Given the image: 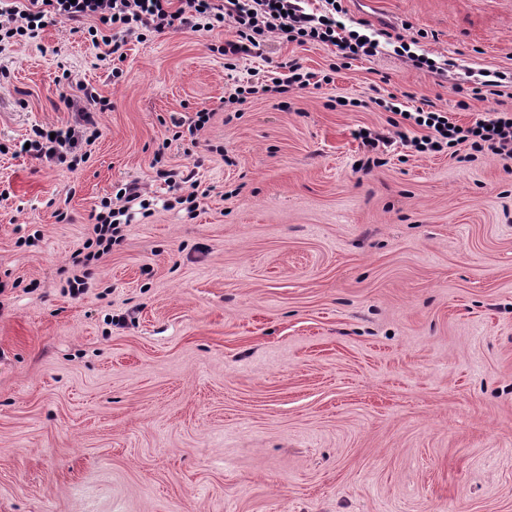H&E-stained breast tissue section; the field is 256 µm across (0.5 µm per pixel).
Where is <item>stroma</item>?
<instances>
[{"label":"stroma","mask_w":512,"mask_h":512,"mask_svg":"<svg viewBox=\"0 0 512 512\" xmlns=\"http://www.w3.org/2000/svg\"><path fill=\"white\" fill-rule=\"evenodd\" d=\"M343 6L375 56L273 38L231 72L208 49L229 23L102 61L54 22L0 52L10 148L78 122L63 70L112 102L77 169L0 153V512H512V161L398 140L373 164L356 136L389 128V92L485 112L456 89L512 72V0ZM285 62L332 81L222 111ZM159 150L210 188L195 215ZM130 180L151 216L71 289L91 211Z\"/></svg>","instance_id":"stroma-1"}]
</instances>
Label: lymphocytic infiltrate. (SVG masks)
<instances>
[{
  "instance_id": "1",
  "label": "lymphocytic infiltrate",
  "mask_w": 512,
  "mask_h": 512,
  "mask_svg": "<svg viewBox=\"0 0 512 512\" xmlns=\"http://www.w3.org/2000/svg\"><path fill=\"white\" fill-rule=\"evenodd\" d=\"M343 11L342 0H324L322 8L313 11L307 10L302 0H0V45L36 39L49 22L58 20L69 24L73 32L87 34L101 59L106 60L129 40L143 39L148 33L208 32L228 20L235 24L237 38L217 46L216 51L224 56L230 70L237 69L241 60L253 56L271 37L300 44H330L345 60L375 56L378 40L364 39L358 32L346 30L336 19ZM62 79L71 90L65 98L66 105L74 108L85 103L89 109L82 112L76 125L53 132L33 127L30 146L25 151L31 162L67 161L74 166L84 162L81 146L92 145L99 136L95 111L112 107L94 87L73 80L70 73H63ZM321 84L317 73L288 62L282 72L238 83L227 102L241 104L252 96L285 99L296 91ZM378 105L399 115L404 124L428 128V135L411 140L415 152H443L466 143L474 151L487 150L503 160H512V111L491 108L471 125L463 126L447 111L407 107L394 94L379 99ZM153 162L159 167L160 178L178 192L179 203L185 204L187 212L196 211L209 192L201 188L195 170L186 166L163 168L159 154ZM150 215V202L138 181L122 184L115 194L103 197L99 211L90 215V237L71 256L73 283L84 286V272L92 262L111 253L113 245L123 237L124 226L135 217Z\"/></svg>"
}]
</instances>
